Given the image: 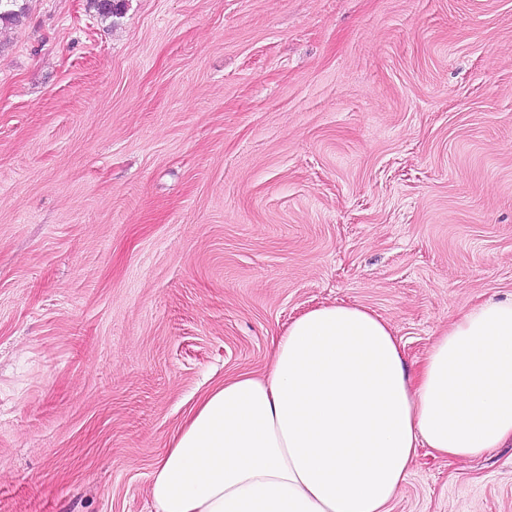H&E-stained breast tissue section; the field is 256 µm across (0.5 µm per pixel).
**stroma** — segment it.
<instances>
[{
  "mask_svg": "<svg viewBox=\"0 0 512 512\" xmlns=\"http://www.w3.org/2000/svg\"><path fill=\"white\" fill-rule=\"evenodd\" d=\"M0 23V512H154L200 397L319 306L410 370L512 296V0H23ZM391 512H512V446Z\"/></svg>",
  "mask_w": 512,
  "mask_h": 512,
  "instance_id": "obj_1",
  "label": "stroma"
}]
</instances>
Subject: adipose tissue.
<instances>
[{"label":"adipose tissue","instance_id":"adipose-tissue-1","mask_svg":"<svg viewBox=\"0 0 512 512\" xmlns=\"http://www.w3.org/2000/svg\"><path fill=\"white\" fill-rule=\"evenodd\" d=\"M512 443V298L465 310L411 375L355 305L297 317L265 376L209 390L155 463L156 512H390L418 449Z\"/></svg>","mask_w":512,"mask_h":512}]
</instances>
